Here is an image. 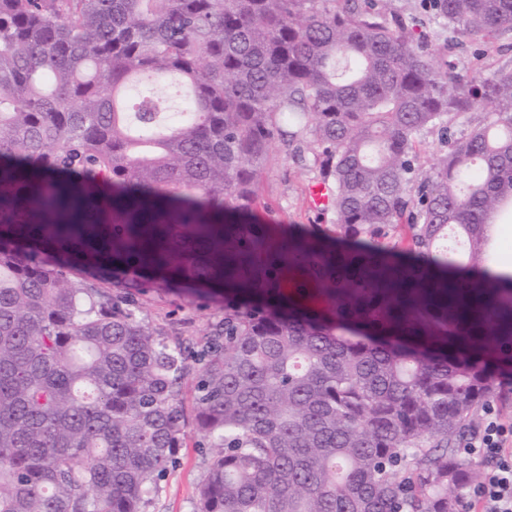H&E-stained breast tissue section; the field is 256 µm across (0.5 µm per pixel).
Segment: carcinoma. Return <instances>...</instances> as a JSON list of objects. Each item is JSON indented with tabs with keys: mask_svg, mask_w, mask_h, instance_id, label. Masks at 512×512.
I'll list each match as a JSON object with an SVG mask.
<instances>
[{
	"mask_svg": "<svg viewBox=\"0 0 512 512\" xmlns=\"http://www.w3.org/2000/svg\"><path fill=\"white\" fill-rule=\"evenodd\" d=\"M430 7L452 44L512 36V0ZM145 82L186 91L126 105ZM275 148L316 156L340 247L229 223ZM510 211L512 71L440 72L388 0H0V512H147L190 425L193 512H454L512 277L450 275ZM287 250L324 311L269 275ZM130 278L258 303L172 341Z\"/></svg>",
	"mask_w": 512,
	"mask_h": 512,
	"instance_id": "carcinoma-1",
	"label": "carcinoma"
}]
</instances>
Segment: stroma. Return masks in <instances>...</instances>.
<instances>
[{
	"instance_id": "obj_1",
	"label": "stroma",
	"mask_w": 512,
	"mask_h": 512,
	"mask_svg": "<svg viewBox=\"0 0 512 512\" xmlns=\"http://www.w3.org/2000/svg\"><path fill=\"white\" fill-rule=\"evenodd\" d=\"M392 11L414 18L416 30L430 45L434 63L440 70L471 77L499 69L512 70V40L491 39L483 43L458 46L444 42L443 24L425 8L424 0H390ZM318 165L313 157L298 160L277 153L261 175L262 203L252 213L239 216L242 224H266L280 239L314 232L316 225L329 224L333 214L314 211L308 189L317 180ZM139 317L155 326L175 318L186 323L190 335L201 337L224 317V294L207 288L185 291L161 287L139 296ZM199 435L187 431V446L180 452L178 465L165 477L162 491L148 512H192L196 487L202 472Z\"/></svg>"
}]
</instances>
